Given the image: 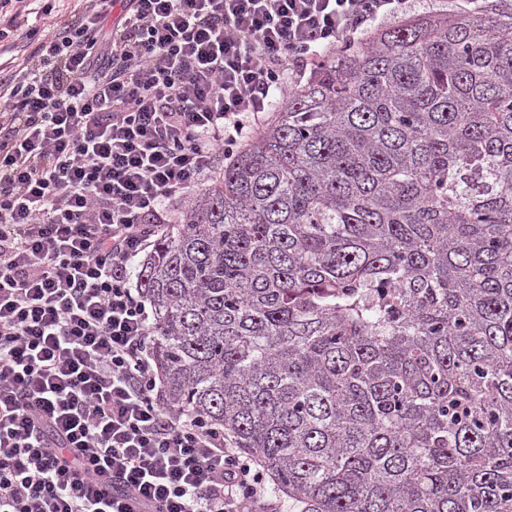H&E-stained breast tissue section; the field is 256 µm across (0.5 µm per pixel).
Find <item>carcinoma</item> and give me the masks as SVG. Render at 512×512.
I'll return each mask as SVG.
<instances>
[{
    "mask_svg": "<svg viewBox=\"0 0 512 512\" xmlns=\"http://www.w3.org/2000/svg\"><path fill=\"white\" fill-rule=\"evenodd\" d=\"M136 276L291 512H512V8L323 55Z\"/></svg>",
    "mask_w": 512,
    "mask_h": 512,
    "instance_id": "1",
    "label": "carcinoma"
}]
</instances>
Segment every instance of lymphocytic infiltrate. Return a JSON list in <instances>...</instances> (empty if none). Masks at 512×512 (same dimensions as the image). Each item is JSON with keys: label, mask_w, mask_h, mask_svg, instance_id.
<instances>
[{"label": "lymphocytic infiltrate", "mask_w": 512, "mask_h": 512, "mask_svg": "<svg viewBox=\"0 0 512 512\" xmlns=\"http://www.w3.org/2000/svg\"><path fill=\"white\" fill-rule=\"evenodd\" d=\"M0 23V512H283L166 406L135 261L251 140L286 71L407 0H7Z\"/></svg>", "instance_id": "lymphocytic-infiltrate-1"}]
</instances>
